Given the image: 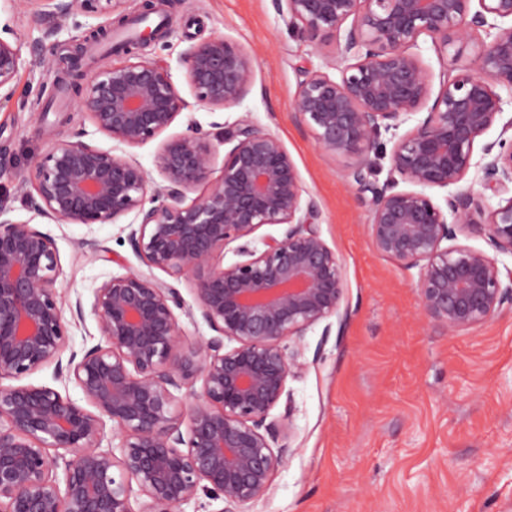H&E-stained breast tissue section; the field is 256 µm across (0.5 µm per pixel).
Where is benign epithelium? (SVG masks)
Listing matches in <instances>:
<instances>
[{"instance_id":"obj_1","label":"benign epithelium","mask_w":512,"mask_h":512,"mask_svg":"<svg viewBox=\"0 0 512 512\" xmlns=\"http://www.w3.org/2000/svg\"><path fill=\"white\" fill-rule=\"evenodd\" d=\"M17 2L44 31L29 61L0 38V103L12 100L26 65L53 68L47 46L64 19L108 17L122 0ZM273 5L300 40L334 43L339 75L301 68L292 106L319 149L350 160L342 177L367 209L373 248L420 270L421 315L456 336L512 306V274L502 276L498 259L512 256V117L504 119L507 101L495 90L512 89V0ZM168 33L167 25L143 33L121 53ZM422 36L442 55L476 42L473 63L440 73L436 93L415 52ZM181 62L203 107L235 105L253 83L254 58L224 36L191 46ZM75 87L96 132L130 148L158 139L188 108L160 57L80 71ZM416 114L423 118L396 136ZM222 142L229 149L213 179L214 150L200 130L162 140L160 185L136 160L80 138L49 137L18 172L0 161V178L28 188L25 204L41 217L90 225L135 214L133 253L150 269L195 277V307L216 332L188 344L177 312L190 316L192 307L180 291L128 272L94 289L91 314L104 343L62 364L69 334L58 250L30 222L4 218L0 201V380L53 363L83 395L79 402L46 385L0 384V512H183L201 493L238 512L271 489L292 452L280 443L289 413L275 420L271 412L289 397L288 379L307 368L304 336L340 311L344 269L316 229L318 207L303 197L282 141L245 116ZM427 188L446 196L437 202ZM264 226L282 227L281 235L264 238L260 250L237 248L242 260L224 265L230 243ZM473 235L489 249L460 242ZM197 379L201 389L183 410L177 392ZM108 421L122 439L118 454L101 448Z\"/></svg>"}]
</instances>
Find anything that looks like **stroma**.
<instances>
[{"label": "stroma", "mask_w": 512, "mask_h": 512, "mask_svg": "<svg viewBox=\"0 0 512 512\" xmlns=\"http://www.w3.org/2000/svg\"><path fill=\"white\" fill-rule=\"evenodd\" d=\"M23 51L41 39L33 13L0 0V32ZM214 35L230 38L255 59L253 85L236 105L190 104L172 133L196 125L222 168L224 129L250 115L277 135L293 157L319 209L318 230L340 257L344 300L331 331L305 338L308 371L289 380L293 448L271 491L241 512H512V308L457 336L420 315L418 269L407 270L371 245L367 215L345 183L348 161L320 151L292 107L299 69H325L330 46L298 41L272 0H178L166 44L141 50L164 57L185 84L182 53ZM39 66L22 69L13 102L0 105V154L20 170L45 146L35 121L62 136L86 132L106 150L67 90L39 95ZM9 216L32 221L59 251L67 304L90 307L104 280L140 268L127 219L68 224L33 215L17 179L0 178Z\"/></svg>", "instance_id": "obj_1"}]
</instances>
